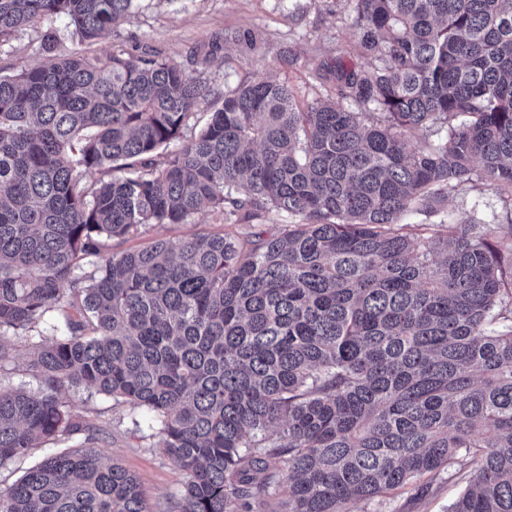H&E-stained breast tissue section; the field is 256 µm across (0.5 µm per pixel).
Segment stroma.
Segmentation results:
<instances>
[{
	"label": "stroma",
	"instance_id": "obj_1",
	"mask_svg": "<svg viewBox=\"0 0 512 512\" xmlns=\"http://www.w3.org/2000/svg\"><path fill=\"white\" fill-rule=\"evenodd\" d=\"M133 11L131 22L90 44L79 41L66 18L43 20L0 48V73L39 64V35L46 28L56 34L59 55L105 56L117 48L138 55L153 49L220 90L257 74L288 82L304 106L335 98L336 83L327 77L326 68L336 59L362 68L371 64L355 48L354 14L345 0H135ZM505 214L503 195L476 180L450 193L433 221L453 224L473 216L499 225L506 237L512 235V223ZM224 229L222 214L206 209L189 223L148 228L119 247L137 248L157 238L177 244L193 233ZM69 397L76 412L99 428L100 450L138 477L151 512H165L184 476L178 464L157 448L148 416L84 386L70 389ZM463 489V482H444L412 505L407 502L408 490L402 489L377 512H448Z\"/></svg>",
	"mask_w": 512,
	"mask_h": 512
}]
</instances>
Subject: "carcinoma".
Masks as SVG:
<instances>
[{"instance_id":"cac0c4a2","label":"carcinoma","mask_w":512,"mask_h":512,"mask_svg":"<svg viewBox=\"0 0 512 512\" xmlns=\"http://www.w3.org/2000/svg\"><path fill=\"white\" fill-rule=\"evenodd\" d=\"M133 2L0 0V48L52 17L93 41ZM349 2L375 61H336L355 111L125 50L59 58L48 30L40 64L0 75V337L53 311L65 328L33 343L37 389L0 383V468L86 430L85 385L152 415L185 475L168 512H368L445 478L465 482L449 512H512V236L401 223L475 179L512 202V0ZM204 208L282 222L104 255ZM0 512L150 510L89 447L46 456Z\"/></svg>"}]
</instances>
